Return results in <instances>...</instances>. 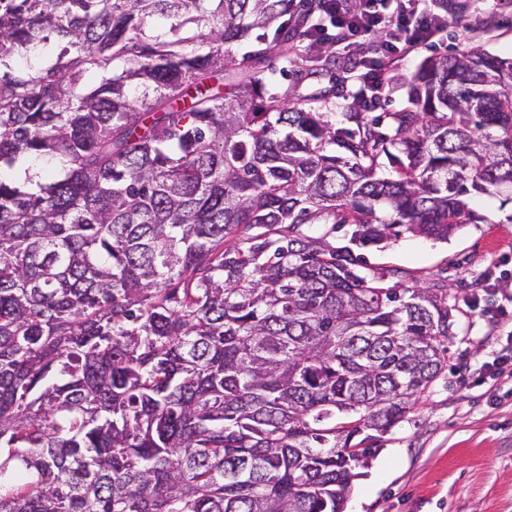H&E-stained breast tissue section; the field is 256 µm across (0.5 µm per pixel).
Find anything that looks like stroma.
<instances>
[{
	"instance_id": "35a3bbf8",
	"label": "stroma",
	"mask_w": 512,
	"mask_h": 512,
	"mask_svg": "<svg viewBox=\"0 0 512 512\" xmlns=\"http://www.w3.org/2000/svg\"><path fill=\"white\" fill-rule=\"evenodd\" d=\"M448 14V39L399 60L380 111L408 105L404 84L428 58L481 48L512 57V9L497 13L483 33L471 26L484 0H460ZM281 89L327 87V69L304 60L270 62ZM485 221L467 224L448 240L409 233L364 249L369 271L405 272V285L440 280L448 286L455 334L448 367L420 403L381 437L376 454L354 482L346 512H512V374L479 371L488 337L506 336L512 323L485 311L495 294L512 292V223L494 198L478 199Z\"/></svg>"
}]
</instances>
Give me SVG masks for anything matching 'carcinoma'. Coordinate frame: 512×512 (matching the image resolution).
<instances>
[{"label":"carcinoma","instance_id":"cac0c4a2","mask_svg":"<svg viewBox=\"0 0 512 512\" xmlns=\"http://www.w3.org/2000/svg\"><path fill=\"white\" fill-rule=\"evenodd\" d=\"M320 8L0 0V512H344L448 368V286L355 249L512 204V58H429L388 126H338L344 77L256 71Z\"/></svg>","mask_w":512,"mask_h":512}]
</instances>
